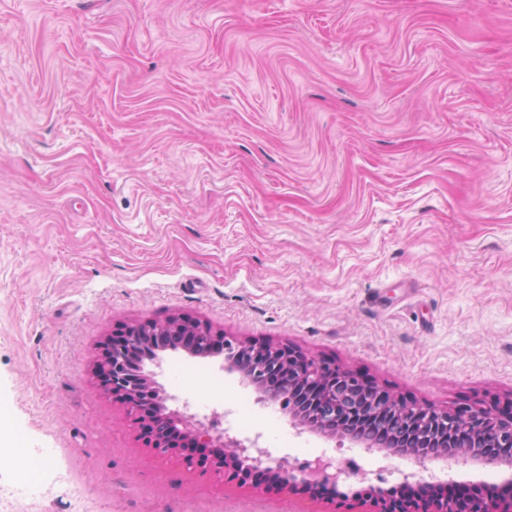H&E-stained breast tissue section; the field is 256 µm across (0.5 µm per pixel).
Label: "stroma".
<instances>
[{
  "label": "stroma",
  "instance_id": "obj_1",
  "mask_svg": "<svg viewBox=\"0 0 512 512\" xmlns=\"http://www.w3.org/2000/svg\"><path fill=\"white\" fill-rule=\"evenodd\" d=\"M173 316L292 343L407 401L512 397V0H0V481L15 444L104 512H361V471L444 468L301 432L218 357L157 382L341 508L157 458L99 345ZM308 471V477L305 478V474L299 480H296L289 476V479L284 478L279 481L273 489L280 491L289 487L302 494H307V490L309 493L315 494L316 490L335 485L341 476V472L334 467L333 463L323 458L315 459Z\"/></svg>",
  "mask_w": 512,
  "mask_h": 512
}]
</instances>
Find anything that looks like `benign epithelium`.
<instances>
[{"label":"benign epithelium","instance_id":"7a95c632","mask_svg":"<svg viewBox=\"0 0 512 512\" xmlns=\"http://www.w3.org/2000/svg\"><path fill=\"white\" fill-rule=\"evenodd\" d=\"M187 330L185 352L192 357L208 358L217 349L226 353H241L231 368L239 373L267 399V389L256 379L258 373L268 376L288 395L300 391L308 397L310 408L301 413L290 412L298 429L317 431L334 437L337 430L322 421L324 409L336 404L338 388L346 385L359 389L355 404L347 409L349 420L365 421L382 431L401 430L420 437L433 433L453 438L458 447L457 458L472 455L470 444L479 445V460L512 467V399L490 406L460 403L448 409L418 405L379 389L364 377L332 363L316 359L291 344L253 343L243 346L205 324L172 317L164 323H134L125 326L102 344L98 376L101 388L121 401L130 415L143 424L148 442L157 455L182 454L202 470H222L240 485L249 483L248 474L239 473L240 459H249L256 470L268 457L259 438L241 439L228 433L214 434L205 420L172 408L168 402L175 397L165 393L153 373L140 371L133 376L127 367L128 358L155 338L175 335ZM199 448H222L219 458L205 457ZM405 453L420 465L434 457H445L448 449L429 450L407 448ZM341 472L328 459L317 458L309 467L308 477L298 480L285 478L275 490L290 488L305 494L336 484ZM371 512H512V478L499 489L477 500L468 491L436 495L430 489L419 488L402 501H388L379 496L369 499Z\"/></svg>","mask_w":512,"mask_h":512}]
</instances>
